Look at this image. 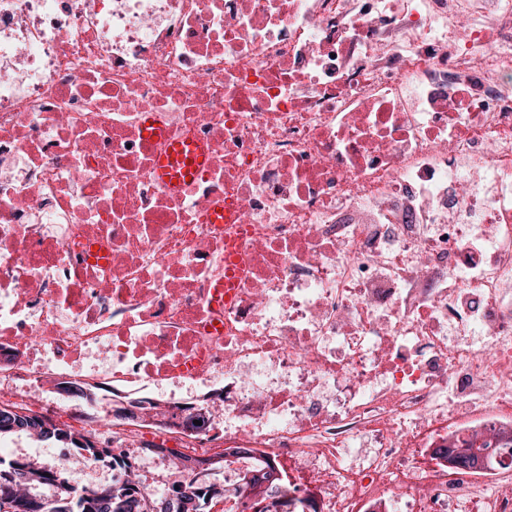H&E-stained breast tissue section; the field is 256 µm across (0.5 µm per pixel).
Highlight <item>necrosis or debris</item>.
Segmentation results:
<instances>
[{"mask_svg": "<svg viewBox=\"0 0 512 512\" xmlns=\"http://www.w3.org/2000/svg\"><path fill=\"white\" fill-rule=\"evenodd\" d=\"M0 407L512 512V0H0ZM190 160V164H187ZM207 160L206 150L201 145H178L168 155L158 160L157 176L172 190H177L181 185L196 178ZM189 177V181H186ZM176 180V183H172Z\"/></svg>", "mask_w": 512, "mask_h": 512, "instance_id": "4bbe7bcc", "label": "necrosis or debris"}]
</instances>
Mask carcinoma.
<instances>
[{
	"mask_svg": "<svg viewBox=\"0 0 512 512\" xmlns=\"http://www.w3.org/2000/svg\"><path fill=\"white\" fill-rule=\"evenodd\" d=\"M16 429L40 441H65L79 453L111 465L116 463L111 449L100 448L88 439L78 441L82 437L79 432L55 425L48 429L34 418L0 409V433ZM171 466L180 473L186 469L193 474L190 481L175 482L169 487L192 503V512H202L209 500L224 496V489L199 477L192 467L174 461ZM40 488L46 492H38ZM154 508L155 502L141 495L130 477L107 486L80 488L66 472L47 470L34 460H11L6 469H0V512H154Z\"/></svg>",
	"mask_w": 512,
	"mask_h": 512,
	"instance_id": "1",
	"label": "carcinoma"
}]
</instances>
